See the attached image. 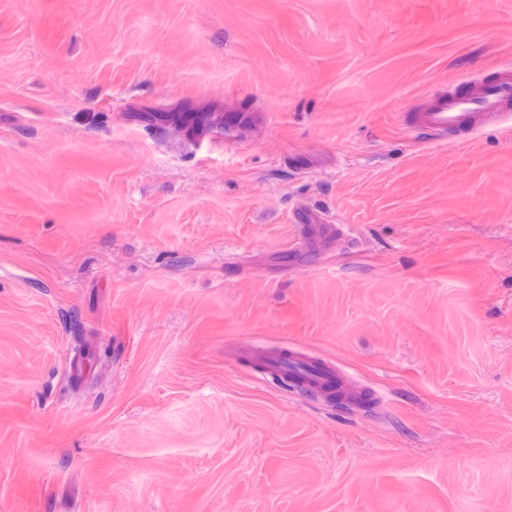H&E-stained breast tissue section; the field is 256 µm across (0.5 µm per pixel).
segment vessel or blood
Listing matches in <instances>:
<instances>
[{
  "mask_svg": "<svg viewBox=\"0 0 512 512\" xmlns=\"http://www.w3.org/2000/svg\"><path fill=\"white\" fill-rule=\"evenodd\" d=\"M512 121V65L504 64L489 81L452 80L419 106L402 115L406 133L414 138L430 133L451 138L476 135L486 124Z\"/></svg>",
  "mask_w": 512,
  "mask_h": 512,
  "instance_id": "vessel-or-blood-1",
  "label": "vessel or blood"
}]
</instances>
